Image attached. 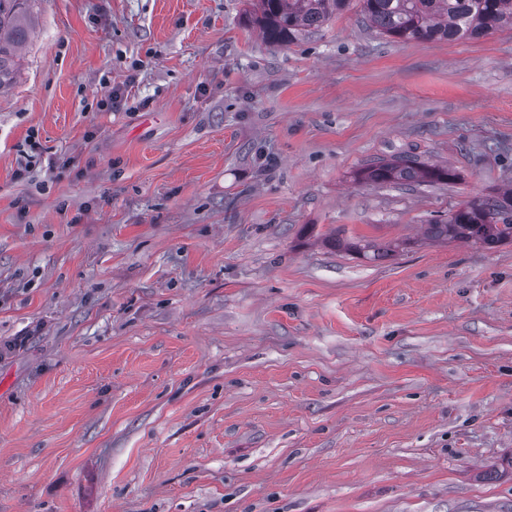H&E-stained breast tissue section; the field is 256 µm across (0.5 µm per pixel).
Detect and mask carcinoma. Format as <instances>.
<instances>
[{
	"label": "carcinoma",
	"instance_id": "carcinoma-1",
	"mask_svg": "<svg viewBox=\"0 0 512 512\" xmlns=\"http://www.w3.org/2000/svg\"><path fill=\"white\" fill-rule=\"evenodd\" d=\"M30 0H0V91L11 86L29 37ZM351 0H256L251 16L269 43L286 46L318 29ZM370 26L403 42L478 39L512 26V0H360ZM450 167L427 165L409 155L368 164L358 180L376 185L454 184ZM424 235L445 242L463 241L492 248L512 243V187L469 200L448 217L426 225ZM335 245L365 257L379 258L382 248L369 239Z\"/></svg>",
	"mask_w": 512,
	"mask_h": 512
}]
</instances>
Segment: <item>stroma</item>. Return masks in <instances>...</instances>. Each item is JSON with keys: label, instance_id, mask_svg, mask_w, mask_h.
Instances as JSON below:
<instances>
[{"label": "stroma", "instance_id": "obj_1", "mask_svg": "<svg viewBox=\"0 0 512 512\" xmlns=\"http://www.w3.org/2000/svg\"><path fill=\"white\" fill-rule=\"evenodd\" d=\"M246 9L32 4L0 92V512H512V244L423 236L512 183V29L406 43L353 5L276 47ZM403 153L460 179L353 181Z\"/></svg>", "mask_w": 512, "mask_h": 512}]
</instances>
